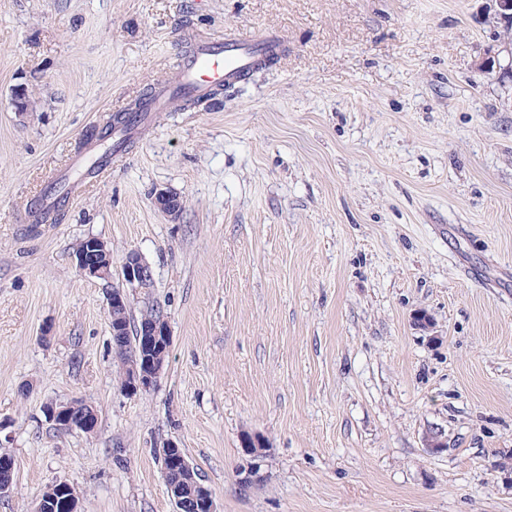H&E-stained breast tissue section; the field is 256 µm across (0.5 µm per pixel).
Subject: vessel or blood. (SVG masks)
I'll list each match as a JSON object with an SVG mask.
<instances>
[{"mask_svg": "<svg viewBox=\"0 0 512 512\" xmlns=\"http://www.w3.org/2000/svg\"><path fill=\"white\" fill-rule=\"evenodd\" d=\"M279 37L256 34L248 37H225L220 43L199 44L183 61L175 79L150 101L146 109L158 112L167 108L172 98L191 94L202 96L216 84H231L243 71L253 68L263 53L278 52Z\"/></svg>", "mask_w": 512, "mask_h": 512, "instance_id": "vessel-or-blood-1", "label": "vessel or blood"}]
</instances>
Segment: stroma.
I'll return each mask as SVG.
<instances>
[{
    "mask_svg": "<svg viewBox=\"0 0 512 512\" xmlns=\"http://www.w3.org/2000/svg\"><path fill=\"white\" fill-rule=\"evenodd\" d=\"M268 31L275 64L151 113L28 233L93 126L197 40ZM511 36L494 0H0V512L57 481L79 512H175L170 441L217 512H512V81L478 67ZM88 236L153 271L128 298L171 335L149 391L120 389ZM75 400L92 432L46 421ZM50 205L42 206L36 214V219L32 221L31 228H37L39 224H57L60 220L62 208L65 206L67 195L59 191Z\"/></svg>",
    "mask_w": 512,
    "mask_h": 512,
    "instance_id": "1",
    "label": "stroma"
}]
</instances>
